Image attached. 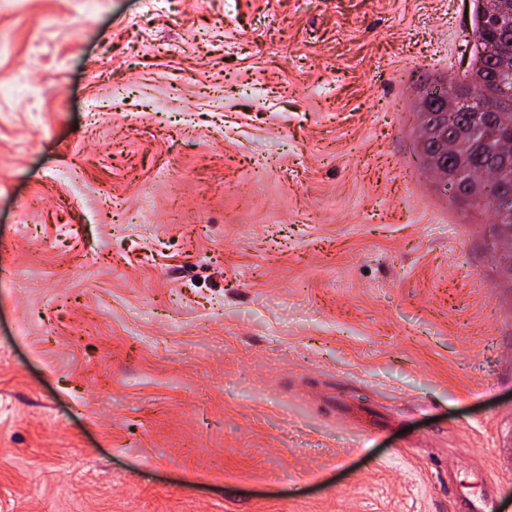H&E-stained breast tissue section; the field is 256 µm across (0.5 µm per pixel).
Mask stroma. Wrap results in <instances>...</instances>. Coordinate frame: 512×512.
I'll use <instances>...</instances> for the list:
<instances>
[{
	"mask_svg": "<svg viewBox=\"0 0 512 512\" xmlns=\"http://www.w3.org/2000/svg\"><path fill=\"white\" fill-rule=\"evenodd\" d=\"M474 0H0V512H512V288L417 144Z\"/></svg>",
	"mask_w": 512,
	"mask_h": 512,
	"instance_id": "1",
	"label": "stroma"
}]
</instances>
